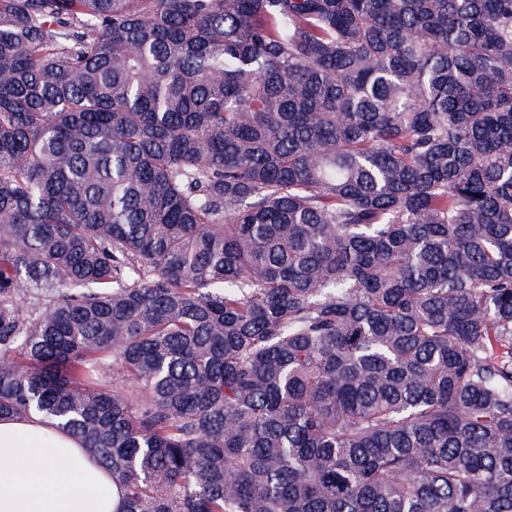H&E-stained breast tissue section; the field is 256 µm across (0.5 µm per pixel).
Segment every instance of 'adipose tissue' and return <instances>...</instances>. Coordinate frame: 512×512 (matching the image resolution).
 Listing matches in <instances>:
<instances>
[{
    "instance_id": "adipose-tissue-1",
    "label": "adipose tissue",
    "mask_w": 512,
    "mask_h": 512,
    "mask_svg": "<svg viewBox=\"0 0 512 512\" xmlns=\"http://www.w3.org/2000/svg\"><path fill=\"white\" fill-rule=\"evenodd\" d=\"M121 502L80 438L37 415L0 418V512H118Z\"/></svg>"
}]
</instances>
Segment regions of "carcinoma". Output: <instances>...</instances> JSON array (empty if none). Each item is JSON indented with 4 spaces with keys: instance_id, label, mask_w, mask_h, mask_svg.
Returning <instances> with one entry per match:
<instances>
[{
    "instance_id": "carcinoma-1",
    "label": "carcinoma",
    "mask_w": 512,
    "mask_h": 512,
    "mask_svg": "<svg viewBox=\"0 0 512 512\" xmlns=\"http://www.w3.org/2000/svg\"><path fill=\"white\" fill-rule=\"evenodd\" d=\"M122 512H512V0H0V417Z\"/></svg>"
}]
</instances>
